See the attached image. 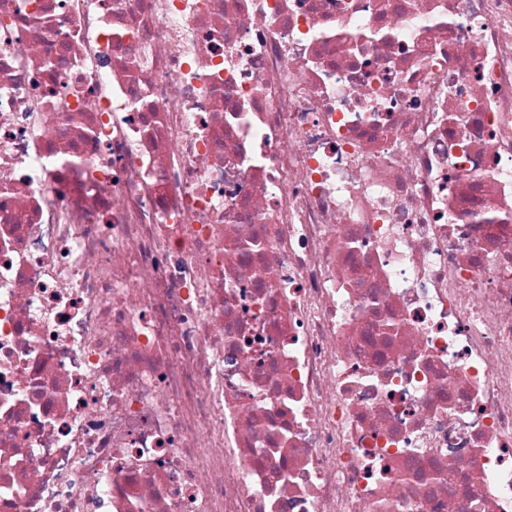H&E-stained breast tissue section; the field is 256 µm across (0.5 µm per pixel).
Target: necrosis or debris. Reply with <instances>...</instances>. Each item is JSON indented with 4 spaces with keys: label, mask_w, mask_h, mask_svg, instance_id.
Returning a JSON list of instances; mask_svg holds the SVG:
<instances>
[{
    "label": "necrosis or debris",
    "mask_w": 512,
    "mask_h": 512,
    "mask_svg": "<svg viewBox=\"0 0 512 512\" xmlns=\"http://www.w3.org/2000/svg\"><path fill=\"white\" fill-rule=\"evenodd\" d=\"M0 512H512V0H0Z\"/></svg>",
    "instance_id": "obj_1"
}]
</instances>
